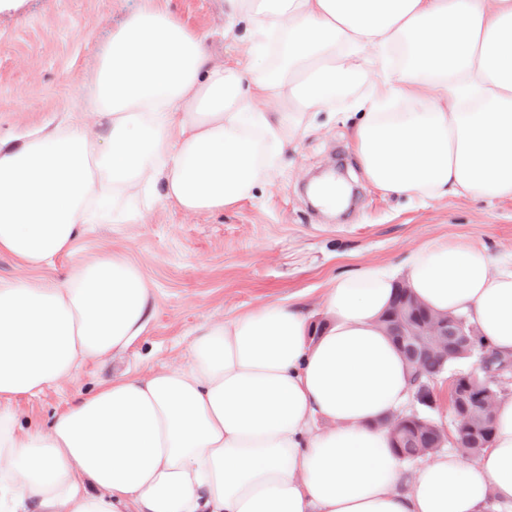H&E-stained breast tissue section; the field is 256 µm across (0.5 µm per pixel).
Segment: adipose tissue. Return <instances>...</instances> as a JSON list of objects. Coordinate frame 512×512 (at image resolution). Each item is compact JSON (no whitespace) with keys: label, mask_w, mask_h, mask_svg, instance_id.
<instances>
[{"label":"adipose tissue","mask_w":512,"mask_h":512,"mask_svg":"<svg viewBox=\"0 0 512 512\" xmlns=\"http://www.w3.org/2000/svg\"><path fill=\"white\" fill-rule=\"evenodd\" d=\"M252 46L214 59L205 34L143 0L100 54L90 106L0 141V512H485L512 508V394L489 448L407 465L388 417L409 367L380 323L397 284L466 315L512 356V257L440 239L337 276L320 318L265 301L198 329L187 360L119 375L24 428L13 402L128 352L155 313L124 254L46 269L87 225L139 204L185 214L253 197L318 117L352 122L367 180L408 199L512 200V0H224ZM272 99L273 112L256 111Z\"/></svg>","instance_id":"adipose-tissue-1"}]
</instances>
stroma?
I'll return each instance as SVG.
<instances>
[{
  "mask_svg": "<svg viewBox=\"0 0 512 512\" xmlns=\"http://www.w3.org/2000/svg\"><path fill=\"white\" fill-rule=\"evenodd\" d=\"M192 30L207 34L217 56L249 44L246 26L224 31L222 0H154ZM142 0H10L0 8V140L53 127L76 116L99 121L87 104L98 53L112 30ZM349 125L320 118L279 158L253 198L211 214L188 216L164 204L142 209L131 224H94L74 257L59 258L63 278L73 258L104 249L140 266L155 293V315L145 334L120 359L88 361L77 379L19 400L30 426L47 428L97 383L121 372L147 374L184 364L192 335L210 320L230 317L267 300L306 308L337 275L361 263L402 261L439 238H463L495 254H512V200L389 197L363 178ZM333 169L350 178V202L340 214L314 206L308 183Z\"/></svg>",
  "mask_w": 512,
  "mask_h": 512,
  "instance_id": "obj_1",
  "label": "stroma"
}]
</instances>
